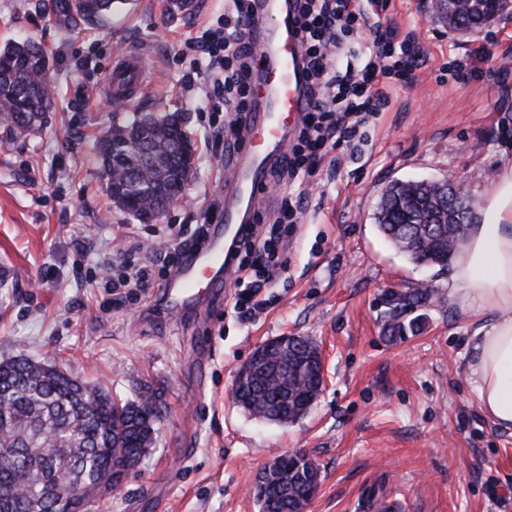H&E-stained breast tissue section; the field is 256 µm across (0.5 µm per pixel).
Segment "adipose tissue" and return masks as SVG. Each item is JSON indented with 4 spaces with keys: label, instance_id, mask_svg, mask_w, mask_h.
<instances>
[{
    "label": "adipose tissue",
    "instance_id": "obj_1",
    "mask_svg": "<svg viewBox=\"0 0 512 512\" xmlns=\"http://www.w3.org/2000/svg\"><path fill=\"white\" fill-rule=\"evenodd\" d=\"M450 297L474 322L470 376L479 405L512 430V157L496 168L487 212L452 261Z\"/></svg>",
    "mask_w": 512,
    "mask_h": 512
}]
</instances>
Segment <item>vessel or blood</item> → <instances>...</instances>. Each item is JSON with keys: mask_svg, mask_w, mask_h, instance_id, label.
Returning <instances> with one entry per match:
<instances>
[{"mask_svg": "<svg viewBox=\"0 0 512 512\" xmlns=\"http://www.w3.org/2000/svg\"><path fill=\"white\" fill-rule=\"evenodd\" d=\"M252 24L258 50L256 106L242 158L227 174L231 192L224 202V228L211 233L169 282V299L175 309L208 298L215 283L232 282L229 248L253 219V203L267 181L269 163L282 155L289 128L309 107L293 0H259ZM149 82L141 56L123 53L113 62L106 85L113 103L125 107L143 97Z\"/></svg>", "mask_w": 512, "mask_h": 512, "instance_id": "vessel-or-blood-1", "label": "vessel or blood"}]
</instances>
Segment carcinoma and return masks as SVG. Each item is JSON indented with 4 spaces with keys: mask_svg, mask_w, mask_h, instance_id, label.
<instances>
[{
    "mask_svg": "<svg viewBox=\"0 0 512 512\" xmlns=\"http://www.w3.org/2000/svg\"><path fill=\"white\" fill-rule=\"evenodd\" d=\"M114 0H65L62 10L74 22L92 23L112 11ZM51 58L40 44L19 39L0 47V124L11 139H27L42 131L54 108L48 79ZM149 147L155 161L142 166L130 143ZM193 149L177 117L145 116L106 131L98 144L101 171L110 197L133 196L141 206L125 213L143 223L153 221L167 204L185 193L191 180L183 158ZM434 192L427 197L420 185L402 183L384 190L376 216L379 229L415 261L421 255L440 260L448 242L465 243L476 207L469 195L457 196L441 215ZM403 305L421 308L430 292L414 288L401 294ZM418 318L407 322L391 311L384 324L390 336L419 329ZM317 345L295 336L287 349L266 354L268 370L238 384L233 398L256 418L287 425L310 409L321 392L320 369L310 366ZM153 393L116 402L103 387L76 380L58 367L25 355L0 361V512H56L55 499L75 493L98 477L125 464L134 469L156 447L162 415L147 403ZM320 464L300 451L281 455L280 468L255 481L252 494L259 512H302L315 495Z\"/></svg>",
    "mask_w": 512,
    "mask_h": 512,
    "instance_id": "cac0c4a2",
    "label": "carcinoma"
}]
</instances>
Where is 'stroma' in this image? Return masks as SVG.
<instances>
[{"label":"stroma","instance_id":"35a3bbf8","mask_svg":"<svg viewBox=\"0 0 512 512\" xmlns=\"http://www.w3.org/2000/svg\"><path fill=\"white\" fill-rule=\"evenodd\" d=\"M426 0H389L381 17L420 50L411 82L391 81L389 103L366 118L295 224L288 266L242 316L234 291L176 311L164 287L132 295L120 252L224 226L206 204L224 194L238 158L209 138L223 113L185 87L191 39L224 17V0H116L96 26L73 24L44 0H0V46L44 45L56 108L26 141L0 137V360L19 354L96 383L114 400L159 394L153 453L88 512H259L250 489L272 454L303 450L321 463L306 512H364L368 493L398 512H512V431L486 419L470 381L468 316L448 294L450 272L418 267L378 231L393 181H464L485 207L489 175L512 142L491 139L512 106V19L456 34ZM138 51L156 72L150 94L116 110L103 99L112 61ZM181 112L197 170L157 222L113 210L95 144L116 124ZM432 286L417 335L388 336V292ZM316 341L327 368L311 411L288 425L250 417L233 399L235 374L255 347L283 336Z\"/></svg>","mask_w":512,"mask_h":512}]
</instances>
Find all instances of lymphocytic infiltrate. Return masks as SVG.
Masks as SVG:
<instances>
[{"label":"lymphocytic infiltrate","mask_w":512,"mask_h":512,"mask_svg":"<svg viewBox=\"0 0 512 512\" xmlns=\"http://www.w3.org/2000/svg\"><path fill=\"white\" fill-rule=\"evenodd\" d=\"M298 33L303 48L309 109L304 112L285 155L269 171L267 191L291 184L299 175H312L338 143L356 136L365 116L387 103V80H408L409 72L383 27L387 0H297ZM250 0H225L224 20L204 28L196 44L207 56V82L215 97L213 109L227 115L223 129L212 131L213 146L244 143L251 114V82L257 60L247 34ZM365 29L360 60L342 64L346 37ZM298 202L281 198L276 210L257 211L234 249L235 283L240 289L236 307L260 308L258 296L283 270L288 237Z\"/></svg>","instance_id":"1"}]
</instances>
